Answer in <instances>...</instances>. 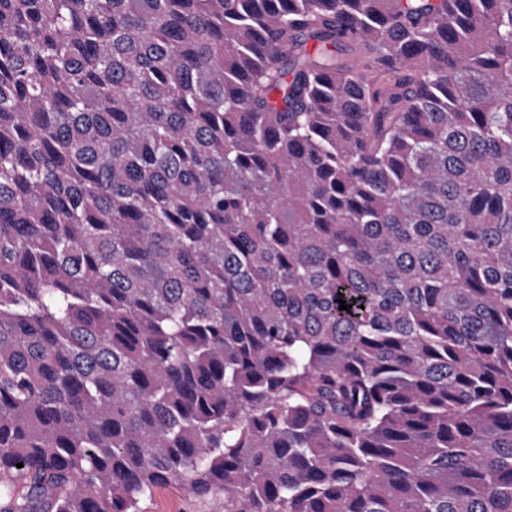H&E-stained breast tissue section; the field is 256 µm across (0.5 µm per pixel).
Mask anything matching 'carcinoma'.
<instances>
[{"instance_id": "obj_1", "label": "carcinoma", "mask_w": 512, "mask_h": 512, "mask_svg": "<svg viewBox=\"0 0 512 512\" xmlns=\"http://www.w3.org/2000/svg\"><path fill=\"white\" fill-rule=\"evenodd\" d=\"M173 483L512 512V0H0V512Z\"/></svg>"}]
</instances>
